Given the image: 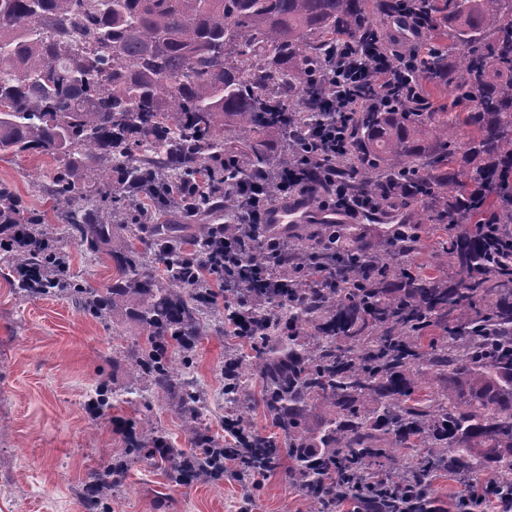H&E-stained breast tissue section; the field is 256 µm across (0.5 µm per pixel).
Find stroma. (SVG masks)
<instances>
[{
    "mask_svg": "<svg viewBox=\"0 0 512 512\" xmlns=\"http://www.w3.org/2000/svg\"><path fill=\"white\" fill-rule=\"evenodd\" d=\"M47 155L0 157L28 213L60 225L63 202L43 187L55 168ZM73 272L88 286L111 285L113 271L74 242ZM191 375L205 401L204 424L224 437V362L230 344L219 317L203 313ZM135 324L98 320L65 296L19 297L0 275V512H86V474L106 471L135 440L164 437L190 450L177 410L131 375L124 353ZM100 499L111 512H308L286 465L252 487L242 473L214 482L172 479L153 459H131Z\"/></svg>",
    "mask_w": 512,
    "mask_h": 512,
    "instance_id": "1",
    "label": "stroma"
}]
</instances>
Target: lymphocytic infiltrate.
Listing matches in <instances>:
<instances>
[{
  "label": "lymphocytic infiltrate",
  "instance_id": "obj_1",
  "mask_svg": "<svg viewBox=\"0 0 512 512\" xmlns=\"http://www.w3.org/2000/svg\"><path fill=\"white\" fill-rule=\"evenodd\" d=\"M390 22V40L381 45L378 55L354 51L350 43L342 41L321 64L306 69L305 85L335 90V121L314 131L283 128L282 135L293 151L288 168L273 177L261 174L245 186L232 179L225 180L224 195L237 204L239 229L230 233L223 225H213V249L198 259L209 286L219 289L222 297H230L233 289L245 287L251 280L267 288L280 285L279 280L260 270H242L224 278L215 274L227 260L228 247L233 245L244 251L258 242L276 261L287 260L286 238L255 235L256 230L265 226L274 207L268 195L270 181H277L282 198L318 195L319 208L332 210L350 221H361L394 210V203L386 199L372 194H354L336 164L337 157L345 154L352 137L356 112L395 108L397 101L392 91L398 86L407 97L420 94L417 76L427 51L422 41L424 27L416 15L403 7L391 14ZM360 81L370 85L371 97L358 100L342 94V87Z\"/></svg>",
  "mask_w": 512,
  "mask_h": 512
}]
</instances>
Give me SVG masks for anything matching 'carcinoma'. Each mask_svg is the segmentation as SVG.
<instances>
[{"mask_svg": "<svg viewBox=\"0 0 512 512\" xmlns=\"http://www.w3.org/2000/svg\"><path fill=\"white\" fill-rule=\"evenodd\" d=\"M401 6L448 40L431 46L423 71L465 108L430 111L423 85L417 103L354 118L340 163L353 191L397 198L413 185L404 223L382 227L384 249L356 224H311L294 235L286 271L259 247L242 255L288 273V287L242 288L224 304L229 317L248 309L257 328L243 337L250 354L226 360L224 401L244 429L245 377L257 374L276 435L223 445L205 434L186 377L213 293L166 224L154 228L171 248L158 275L133 247L141 225L125 223L126 211L149 204L188 220L212 209L220 196L186 206L170 175L218 188L226 154L239 181L288 166V147L264 140L280 133L277 115L288 111L297 129L328 118L306 68L338 39L372 47L381 32L371 15ZM26 153L60 162L51 186L68 206L62 237L105 255L115 276L107 288L71 277L48 225L0 184V235L23 238L4 256L12 287L133 320V374L176 404L204 447L184 452L154 436L126 457L218 480L226 454L247 457V475L286 456L309 512L344 501L407 512L405 489L421 496L444 470L487 477L489 499L512 489V180L499 169L512 156V0H0V156ZM464 220L474 227L440 241L455 275L408 261L422 233ZM434 378L451 391H429Z\"/></svg>", "mask_w": 512, "mask_h": 512, "instance_id": "obj_1", "label": "carcinoma"}]
</instances>
